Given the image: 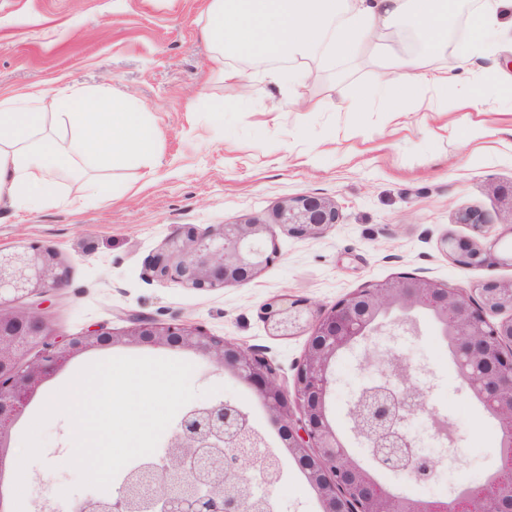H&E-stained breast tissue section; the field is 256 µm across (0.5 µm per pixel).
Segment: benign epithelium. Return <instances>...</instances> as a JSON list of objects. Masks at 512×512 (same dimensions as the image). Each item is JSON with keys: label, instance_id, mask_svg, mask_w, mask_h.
<instances>
[{"label": "benign epithelium", "instance_id": "obj_1", "mask_svg": "<svg viewBox=\"0 0 512 512\" xmlns=\"http://www.w3.org/2000/svg\"><path fill=\"white\" fill-rule=\"evenodd\" d=\"M336 205L303 194L281 204L272 221L300 237H319L338 223ZM458 223L490 227L474 209L458 213ZM267 223L212 225L201 231L180 226L148 263L152 279L199 291L244 285L278 257L266 243ZM499 239L482 247L447 237L442 249L463 265L512 266V246L495 254ZM68 266L55 248L30 242L0 249V476L11 455L13 430L43 384L74 356L116 344L189 351L243 381L264 407L283 450L272 452L262 433L231 401L208 402L183 412L162 457H147L125 470L111 492L86 497L74 512H257L249 494L255 488L272 500L287 452L320 503V512H512V280H486L458 288L423 276L398 274L364 285L330 306L299 308L284 299L265 303L266 320L287 333L304 320L310 334L294 374V396L278 382V368L261 350L244 347L181 321L159 322L128 316L121 335L100 326L61 338L39 308L16 306L20 298L42 299L63 288ZM424 311L448 343L458 378L471 398L497 423L500 465L479 485L451 491L435 500L395 491L351 456L330 412L335 393L333 365L339 353L368 336L418 332L412 314ZM505 311L509 317L492 321ZM410 359L397 347L374 345L364 367L375 377L347 402L351 432L377 471L409 483L433 480L438 468L456 458L457 427L430 407L427 392L413 381ZM300 417H294L293 408ZM427 417L444 454L423 452L405 430L410 419ZM35 512H55L42 483L31 482Z\"/></svg>", "mask_w": 512, "mask_h": 512}]
</instances>
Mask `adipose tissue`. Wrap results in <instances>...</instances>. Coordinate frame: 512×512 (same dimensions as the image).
Here are the masks:
<instances>
[{
  "mask_svg": "<svg viewBox=\"0 0 512 512\" xmlns=\"http://www.w3.org/2000/svg\"><path fill=\"white\" fill-rule=\"evenodd\" d=\"M460 9V0H207L200 34L214 47L209 75L238 80L242 73L233 60H285L288 69L272 72L271 78L294 85L305 79L307 62L354 57L367 40L405 25L421 51L407 57L392 53L377 91L384 110L404 118L408 97L424 87H447V75L431 62L447 50ZM511 13L512 0H494L475 12L460 48L463 59L483 52L501 35V18ZM53 95L46 88L0 94V206L93 201L104 185L88 175V168L153 163L159 131L145 107L73 91L65 96L72 111H43ZM64 127L70 128V138L59 137ZM64 172L73 178L69 197L58 192Z\"/></svg>",
  "mask_w": 512,
  "mask_h": 512,
  "instance_id": "adipose-tissue-1",
  "label": "adipose tissue"
}]
</instances>
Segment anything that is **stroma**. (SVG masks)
<instances>
[{
	"mask_svg": "<svg viewBox=\"0 0 512 512\" xmlns=\"http://www.w3.org/2000/svg\"><path fill=\"white\" fill-rule=\"evenodd\" d=\"M484 3L465 0L451 44L434 63L450 80L444 91L421 97L426 123L399 129L380 104L366 112L342 109L355 91L372 92L381 78V59L370 46L352 59L310 64L307 79L286 90L268 78L281 69L278 61H237L246 73L240 82L208 78L211 47L199 30L205 0H0V93L45 86L102 90L144 105L160 130L153 167L96 170L113 199L0 210V248L37 241L63 254L68 283L41 307L59 335L100 326L119 334L132 313L178 318L261 349L278 365L283 388L293 390L308 335L269 333L261 312L271 298L329 306L400 273L463 288L512 279L510 266H464L441 246L447 235L474 238L473 229L457 221L464 208L483 213L491 236L511 231L498 189L512 185V103L501 99L489 73H512V39L470 60L459 52L470 14ZM474 87L481 95L465 123L458 105ZM218 103L225 112H214ZM311 103L319 111H308ZM444 118L456 128L442 138L435 124ZM473 121L485 133L478 144L468 138ZM302 194L328 198L338 208V224L321 237H296L270 221L278 205ZM253 217L269 221L280 257L250 283L200 292L146 277L151 256L179 226L204 230ZM416 321L419 335L403 337L398 347L424 364L417 383L463 437L456 462L443 467L431 487L390 478L394 490L425 498L481 482L498 463V445L494 420L461 390L432 318L421 312ZM120 356L193 364L197 391L211 389L215 400L237 403L269 446L279 447L264 408L234 376L190 352L118 345L82 353L43 386L14 429V454H21L32 419L62 389L69 370ZM359 357L342 353L334 367L331 414L343 435L346 403L370 376ZM73 433L68 416H52L41 432V456L28 464L46 474L59 512H71L92 493L66 462ZM273 498L279 512H319L313 489L291 463Z\"/></svg>",
	"mask_w": 512,
	"mask_h": 512,
	"instance_id": "obj_1",
	"label": "stroma"
}]
</instances>
